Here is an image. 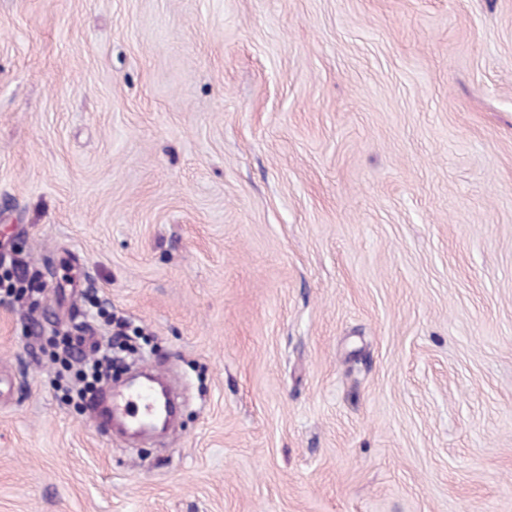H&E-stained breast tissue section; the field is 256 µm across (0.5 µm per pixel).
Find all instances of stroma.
<instances>
[{"label": "stroma", "instance_id": "35a3bbf8", "mask_svg": "<svg viewBox=\"0 0 512 512\" xmlns=\"http://www.w3.org/2000/svg\"><path fill=\"white\" fill-rule=\"evenodd\" d=\"M0 512H512V0H0ZM150 336L167 446L46 350Z\"/></svg>", "mask_w": 512, "mask_h": 512}]
</instances>
